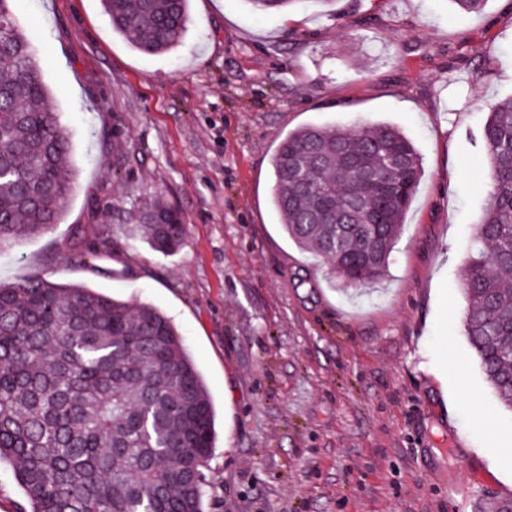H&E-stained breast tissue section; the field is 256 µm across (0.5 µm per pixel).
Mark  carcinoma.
I'll list each match as a JSON object with an SVG mask.
<instances>
[{"mask_svg":"<svg viewBox=\"0 0 512 512\" xmlns=\"http://www.w3.org/2000/svg\"><path fill=\"white\" fill-rule=\"evenodd\" d=\"M0 0V249L64 216L73 164L35 49ZM112 30L149 55L174 50L189 0H101ZM297 0H247L256 13ZM488 204L461 270L464 335L512 411V98L486 105ZM272 203L288 237L350 288L381 280L423 175L397 127L305 125L271 159ZM129 235L164 256L181 213L144 203ZM77 256L112 260L110 235H79ZM212 402L170 319L82 285L41 276L0 282V460L30 512H206Z\"/></svg>","mask_w":512,"mask_h":512,"instance_id":"carcinoma-1","label":"carcinoma"}]
</instances>
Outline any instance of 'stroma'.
Here are the masks:
<instances>
[{
  "instance_id": "1",
  "label": "stroma",
  "mask_w": 512,
  "mask_h": 512,
  "mask_svg": "<svg viewBox=\"0 0 512 512\" xmlns=\"http://www.w3.org/2000/svg\"><path fill=\"white\" fill-rule=\"evenodd\" d=\"M75 176L62 223L0 253L34 275L151 304L211 398L206 512H475L512 499V412L463 334L464 265L487 205L479 132L512 96V11L488 0H300L256 14L191 0L163 55L130 47L101 0H16ZM400 128L424 175L385 278L330 279L282 230L271 157L301 126ZM182 214L169 256L129 241L138 205ZM109 225L110 271L76 259Z\"/></svg>"
}]
</instances>
